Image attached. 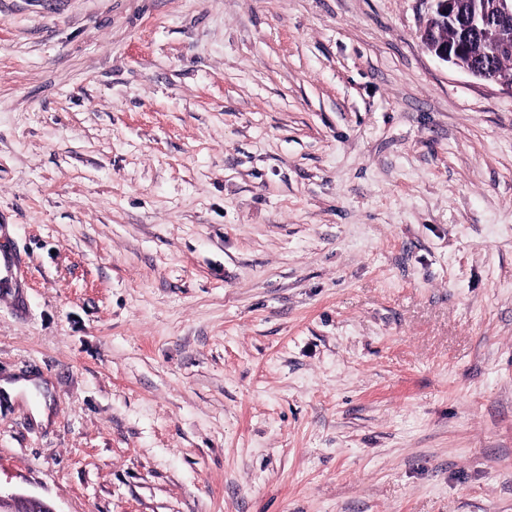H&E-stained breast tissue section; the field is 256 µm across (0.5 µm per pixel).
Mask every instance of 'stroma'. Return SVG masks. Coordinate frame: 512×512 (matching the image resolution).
<instances>
[{
  "mask_svg": "<svg viewBox=\"0 0 512 512\" xmlns=\"http://www.w3.org/2000/svg\"><path fill=\"white\" fill-rule=\"evenodd\" d=\"M427 8L0 0V492L512 512V91ZM457 0H426L428 4L427 19L420 29L421 42L440 60L457 65V55L467 44L465 40L456 45L448 41L461 40L462 28L457 24L448 26V16L457 11ZM448 26V39L442 37V27Z\"/></svg>",
  "mask_w": 512,
  "mask_h": 512,
  "instance_id": "stroma-1",
  "label": "stroma"
}]
</instances>
